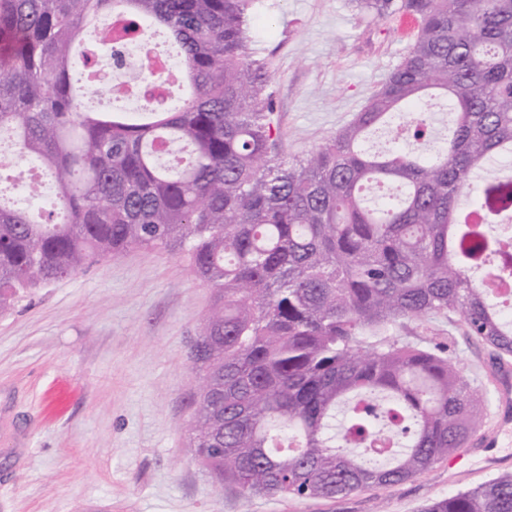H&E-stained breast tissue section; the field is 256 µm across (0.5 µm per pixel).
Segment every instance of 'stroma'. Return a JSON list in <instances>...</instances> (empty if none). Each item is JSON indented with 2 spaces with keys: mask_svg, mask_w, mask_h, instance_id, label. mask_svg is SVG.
I'll return each mask as SVG.
<instances>
[{
  "mask_svg": "<svg viewBox=\"0 0 512 512\" xmlns=\"http://www.w3.org/2000/svg\"><path fill=\"white\" fill-rule=\"evenodd\" d=\"M250 36L271 75L286 158L348 124L412 43L396 16L371 18L354 0H260ZM212 300L186 256L140 249L23 294L0 314V512H420L512 473L501 374L487 350L457 324L406 321L386 337L453 338L463 374L489 401L462 467L442 459L403 483L338 499L225 489L185 432Z\"/></svg>",
  "mask_w": 512,
  "mask_h": 512,
  "instance_id": "1",
  "label": "stroma"
}]
</instances>
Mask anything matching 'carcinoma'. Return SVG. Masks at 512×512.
I'll return each instance as SVG.
<instances>
[{
	"instance_id": "carcinoma-1",
	"label": "carcinoma",
	"mask_w": 512,
	"mask_h": 512,
	"mask_svg": "<svg viewBox=\"0 0 512 512\" xmlns=\"http://www.w3.org/2000/svg\"><path fill=\"white\" fill-rule=\"evenodd\" d=\"M359 2L414 16L416 37L348 125L286 160L248 47L259 0H0V131L55 178L47 208L0 201V313L90 261L187 256L214 291L188 447L243 497H345L464 447L487 400L449 343L388 327L457 315L512 360V315L481 287L512 278V186L478 179L512 161V0ZM108 17L118 38L153 28L178 49L176 102L83 106L81 35ZM432 100L450 115L438 147ZM422 512H512V474Z\"/></svg>"
}]
</instances>
